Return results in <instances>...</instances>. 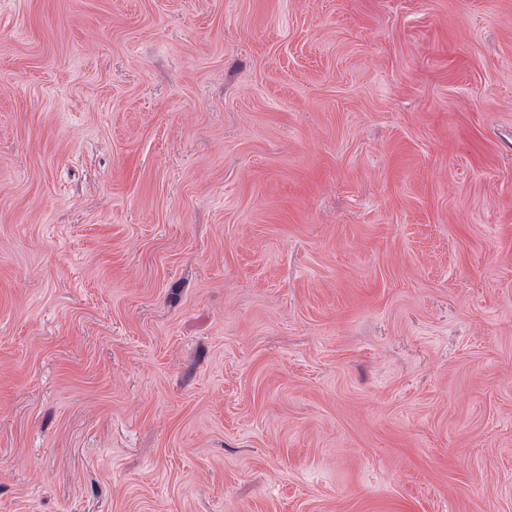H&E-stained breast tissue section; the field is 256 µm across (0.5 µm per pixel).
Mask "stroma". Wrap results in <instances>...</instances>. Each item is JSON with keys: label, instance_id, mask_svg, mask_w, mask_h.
Wrapping results in <instances>:
<instances>
[{"label": "stroma", "instance_id": "obj_1", "mask_svg": "<svg viewBox=\"0 0 512 512\" xmlns=\"http://www.w3.org/2000/svg\"><path fill=\"white\" fill-rule=\"evenodd\" d=\"M0 512H512V0H0Z\"/></svg>", "mask_w": 512, "mask_h": 512}]
</instances>
